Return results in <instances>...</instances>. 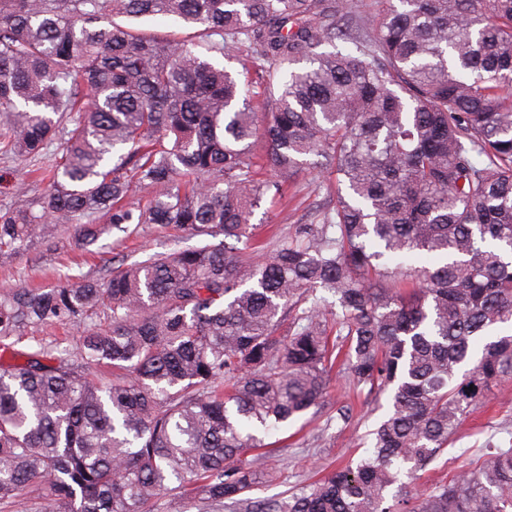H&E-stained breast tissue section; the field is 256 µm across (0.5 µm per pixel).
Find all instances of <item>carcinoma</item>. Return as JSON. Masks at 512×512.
I'll return each mask as SVG.
<instances>
[{
	"mask_svg": "<svg viewBox=\"0 0 512 512\" xmlns=\"http://www.w3.org/2000/svg\"><path fill=\"white\" fill-rule=\"evenodd\" d=\"M385 4L0 0V149L62 150L39 212L0 213V249L53 235L47 216L84 247L102 215L224 237L0 300L1 505L151 512L175 491L199 512H512V447L402 482L512 376V0ZM210 53L251 63L268 111ZM311 157L334 205L256 260L254 208ZM100 313L75 347L15 348ZM334 370L387 395L372 446L250 497L260 434L322 406Z\"/></svg>",
	"mask_w": 512,
	"mask_h": 512,
	"instance_id": "obj_1",
	"label": "carcinoma"
}]
</instances>
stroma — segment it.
Returning a JSON list of instances; mask_svg holds the SVG:
<instances>
[{"mask_svg": "<svg viewBox=\"0 0 512 512\" xmlns=\"http://www.w3.org/2000/svg\"><path fill=\"white\" fill-rule=\"evenodd\" d=\"M60 157L57 146L46 154L20 161L0 153V212L36 202L45 192L46 174ZM322 176L300 175L286 198L274 203L263 200L255 210V221L276 224L281 232L305 224L317 207L334 202ZM201 238L173 228L141 224L133 233L118 231L103 235L94 253L76 245L73 229L61 224L54 236L37 239L15 252L0 254V297L20 288H51L61 281L73 283L103 280L120 263H133L178 247L201 245ZM350 406L348 419H340L339 408ZM387 406L383 395L359 396L344 377H332L330 395L323 407L308 411L288 427L268 437L272 453L266 460L268 481L255 490V497L278 498L312 482L319 470L361 454V439ZM512 441V379L492 383L487 396L474 408L447 450L421 471L417 487L426 488L442 478L473 465L489 444Z\"/></svg>", "mask_w": 512, "mask_h": 512, "instance_id": "35a3bbf8", "label": "stroma"}]
</instances>
